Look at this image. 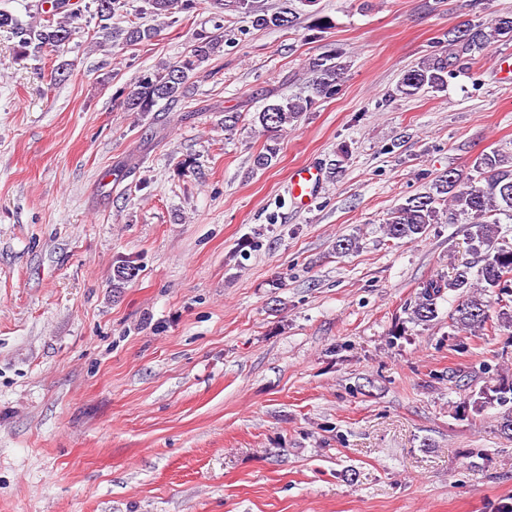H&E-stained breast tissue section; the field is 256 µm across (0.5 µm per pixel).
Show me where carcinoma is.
<instances>
[{"instance_id": "cac0c4a2", "label": "carcinoma", "mask_w": 512, "mask_h": 512, "mask_svg": "<svg viewBox=\"0 0 512 512\" xmlns=\"http://www.w3.org/2000/svg\"><path fill=\"white\" fill-rule=\"evenodd\" d=\"M146 11L153 16L175 13H194L203 0H144ZM94 16L106 38H112L109 21L121 8V0H92ZM218 21L213 30L195 35L188 52L174 63L138 77L128 94L125 106L130 112L144 114L160 104L170 105L185 97L193 72L221 51L224 44V26L219 22L224 10L233 11L246 19L256 30L281 27L293 23L305 14L314 18L313 26L325 30L331 27L327 16L313 9L317 0H283L278 7H265L259 0H209ZM74 9L67 0H38L30 20L23 21L7 9H0V30L10 31L17 39L16 54L27 57L43 49L56 56L63 55L72 39L71 26ZM155 37V28L137 24L124 31V41L130 45L148 42ZM512 42V14L500 15L484 23H470L448 32L446 49L424 58L402 74L396 92L415 96L431 90L443 92L448 77L483 56L494 42ZM315 78L308 95H294L266 104L252 115V124L260 127L268 144L257 153L253 165L265 169L278 154L277 136L300 121L317 98H330L338 90L346 65L340 62V53L330 50L312 62ZM455 220L462 216L469 221V246L477 255V264L452 265L451 272L427 280L412 306L410 319L418 324L433 321L438 311V300L447 291L463 297L455 310L448 314L459 333L476 334L486 329L491 321L490 309L501 302L504 291L512 288V246L497 245L496 225L505 218L512 221V156L498 149L484 151L476 158L472 174L464 177L448 170L441 173L425 194L405 199L391 211L384 232L394 240L413 241L421 237L428 225L440 220ZM138 268L125 262L114 268L112 286L120 288L133 280ZM497 403L512 404V375H500L491 393L481 392L473 404L484 406Z\"/></svg>"}]
</instances>
